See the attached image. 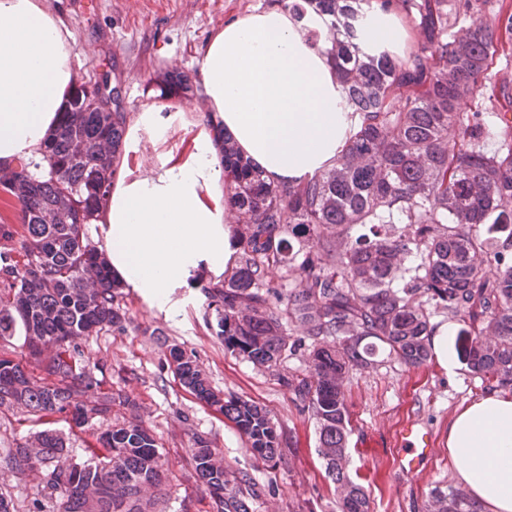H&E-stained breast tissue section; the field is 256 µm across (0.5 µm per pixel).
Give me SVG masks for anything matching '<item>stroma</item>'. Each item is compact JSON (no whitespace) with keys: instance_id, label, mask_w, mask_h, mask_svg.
I'll list each match as a JSON object with an SVG mask.
<instances>
[{"instance_id":"obj_1","label":"stroma","mask_w":512,"mask_h":512,"mask_svg":"<svg viewBox=\"0 0 512 512\" xmlns=\"http://www.w3.org/2000/svg\"><path fill=\"white\" fill-rule=\"evenodd\" d=\"M47 4L73 34L77 79L120 82L132 112L158 97L154 80L160 71L176 68L198 79L213 29L230 18L279 7L280 0H47ZM175 301L173 312L165 316L124 292L122 305L130 319L126 332L104 330L78 341L84 358L101 371L105 384L123 390L139 404L140 418L162 454L165 512H180L186 497L197 500L199 512H207L209 497L188 464L197 433L206 435L223 453L231 471L248 473L264 487L254 512H336L334 485L317 452L318 433L310 412H299L275 374L225 351L207 324L211 312L203 289L176 294ZM171 344L195 350L215 388L265 406L283 436L298 437L294 455L273 469L258 459L231 422L194 400L175 379L166 362ZM484 393L467 367L449 374L434 360L409 368L382 355L375 364L350 371L348 471L364 486L370 512H425L434 487L456 485L448 425L461 406ZM124 415V410H114L89 428L58 416L54 428L66 443L68 460H82L92 434L110 429ZM409 419L436 439L435 458L424 475L400 472L396 464V431ZM44 428L42 420L22 407L0 408V453L33 440ZM52 468L46 462L19 476L2 467L0 491L11 495L18 507H26Z\"/></svg>"}]
</instances>
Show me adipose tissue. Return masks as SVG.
Returning a JSON list of instances; mask_svg holds the SVG:
<instances>
[{"instance_id":"1","label":"adipose tissue","mask_w":512,"mask_h":512,"mask_svg":"<svg viewBox=\"0 0 512 512\" xmlns=\"http://www.w3.org/2000/svg\"><path fill=\"white\" fill-rule=\"evenodd\" d=\"M369 45L402 58L415 34L396 10L364 17ZM327 18L307 10L256 12L209 36L200 75L207 112L146 103L126 118L119 169L95 224L114 279L150 309L171 313L180 289L220 282L240 245L224 192L223 127L267 181L288 186L335 166L349 109L326 47ZM67 24L46 0H0V166L21 161L47 175L43 149L76 81ZM180 148L165 150L170 138ZM160 152L146 167L147 148ZM457 479L487 512H512V396L491 390L448 427Z\"/></svg>"}]
</instances>
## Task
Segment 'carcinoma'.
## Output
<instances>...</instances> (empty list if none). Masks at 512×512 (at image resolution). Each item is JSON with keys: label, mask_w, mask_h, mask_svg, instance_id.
Here are the masks:
<instances>
[{"label": "carcinoma", "mask_w": 512, "mask_h": 512, "mask_svg": "<svg viewBox=\"0 0 512 512\" xmlns=\"http://www.w3.org/2000/svg\"><path fill=\"white\" fill-rule=\"evenodd\" d=\"M371 0H289L297 19L311 7L336 37L326 54L351 109L354 132L336 167L288 189L268 182L223 141L224 177L240 238L238 266L205 288L224 349L268 370L296 352L289 330L311 340L308 367L278 374L294 403L311 411L319 455L336 485L338 512H368L364 487L346 473L351 370L383 353L408 367L430 357L432 309L466 328L458 350L484 388L512 390V81L489 74L512 40V0H380L399 5L423 41L406 61L368 48L362 5ZM491 8L485 25L463 27ZM168 94L192 91L176 69ZM472 112L459 109L484 86ZM81 84L45 144L49 176L0 170V185L21 206L22 230L0 224V340L24 337L25 357L55 377L40 384L23 360L0 355V405L40 418L69 414L85 427L115 405L132 420L94 436L86 459L45 475L57 512H156L165 475L156 439L122 390L102 389L77 339L126 330L120 285L85 239L118 169L127 106L112 86L113 111L92 106ZM498 140L488 153L485 143ZM496 271H491L490 266ZM167 361L183 388L234 423L261 460L275 467L298 441H283L263 406L214 389L194 351L172 346ZM98 392L88 405L82 396ZM53 429L11 448L0 464L24 475L62 457ZM190 465L210 512H253L262 487L224 466L208 437H194ZM430 512H479L460 488H435Z\"/></svg>", "instance_id": "1"}]
</instances>
